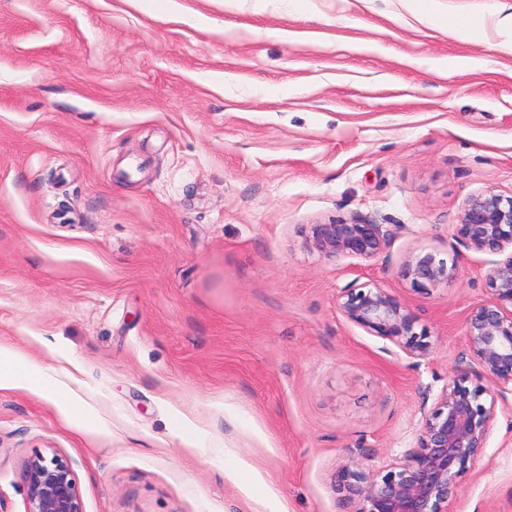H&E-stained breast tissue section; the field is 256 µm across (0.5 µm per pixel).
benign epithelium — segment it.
Masks as SVG:
<instances>
[{
    "instance_id": "obj_1",
    "label": "benign epithelium",
    "mask_w": 512,
    "mask_h": 512,
    "mask_svg": "<svg viewBox=\"0 0 512 512\" xmlns=\"http://www.w3.org/2000/svg\"><path fill=\"white\" fill-rule=\"evenodd\" d=\"M454 237L473 252L504 258L486 275L490 297L467 314L462 366L422 417L403 460L373 471L349 459L337 470V486L357 500L356 512H448L460 479L486 448L497 413L512 409V198L491 191L471 195ZM307 241L326 258L372 260L390 238L380 224L336 221L308 225ZM399 274L427 294L455 280L459 264L419 250L407 256ZM336 305L348 322L404 353H428L427 330L419 328L418 317L389 289L354 284L342 289ZM21 476L26 512H83L77 479L59 455L35 454L24 461Z\"/></svg>"
}]
</instances>
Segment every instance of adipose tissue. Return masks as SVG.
I'll list each match as a JSON object with an SVG mask.
<instances>
[{
	"label": "adipose tissue",
	"mask_w": 512,
	"mask_h": 512,
	"mask_svg": "<svg viewBox=\"0 0 512 512\" xmlns=\"http://www.w3.org/2000/svg\"><path fill=\"white\" fill-rule=\"evenodd\" d=\"M0 389L36 390L54 396L58 411L79 428L87 422L81 415V405L63 389L47 370L30 364L23 356L0 348Z\"/></svg>",
	"instance_id": "1"
}]
</instances>
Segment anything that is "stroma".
<instances>
[{"label": "stroma", "mask_w": 512, "mask_h": 512, "mask_svg": "<svg viewBox=\"0 0 512 512\" xmlns=\"http://www.w3.org/2000/svg\"><path fill=\"white\" fill-rule=\"evenodd\" d=\"M499 2L0 0V345L103 429L0 390V512H26L37 453L69 462L83 512H355L338 467L413 446L489 297L494 255L453 226L470 195L512 196V56L467 30ZM456 57L476 65L431 68ZM337 220L391 244L326 259L303 230ZM420 248L459 277L415 291ZM370 280L425 357L338 312ZM448 510L512 512V412Z\"/></svg>", "instance_id": "1"}]
</instances>
